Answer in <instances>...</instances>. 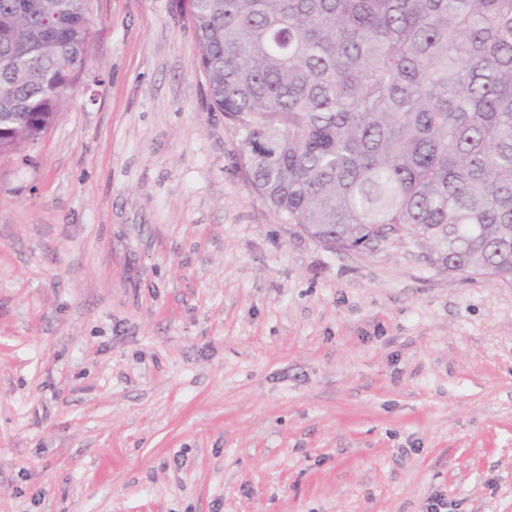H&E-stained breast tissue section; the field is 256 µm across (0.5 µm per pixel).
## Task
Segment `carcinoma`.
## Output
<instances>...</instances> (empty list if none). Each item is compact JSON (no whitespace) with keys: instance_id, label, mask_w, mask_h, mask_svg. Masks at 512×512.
<instances>
[{"instance_id":"1","label":"carcinoma","mask_w":512,"mask_h":512,"mask_svg":"<svg viewBox=\"0 0 512 512\" xmlns=\"http://www.w3.org/2000/svg\"><path fill=\"white\" fill-rule=\"evenodd\" d=\"M212 108L272 213L359 249L385 227L512 283V0H190ZM85 0H0V155L86 74Z\"/></svg>"}]
</instances>
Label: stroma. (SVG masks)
I'll return each instance as SVG.
<instances>
[{
    "instance_id": "obj_1",
    "label": "stroma",
    "mask_w": 512,
    "mask_h": 512,
    "mask_svg": "<svg viewBox=\"0 0 512 512\" xmlns=\"http://www.w3.org/2000/svg\"><path fill=\"white\" fill-rule=\"evenodd\" d=\"M0 156V512H512V284L276 219L188 0H87Z\"/></svg>"
}]
</instances>
